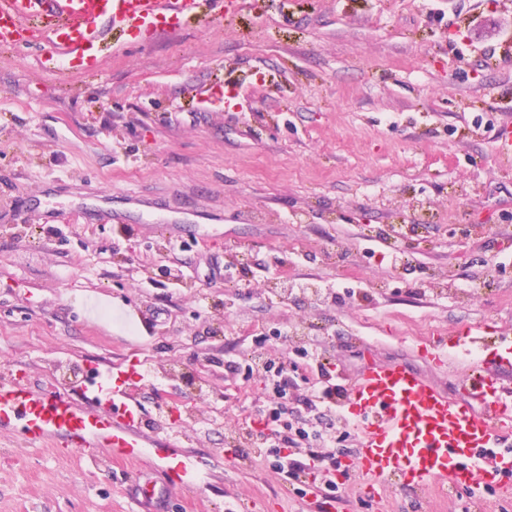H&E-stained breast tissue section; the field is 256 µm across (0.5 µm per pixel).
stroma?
<instances>
[{
  "mask_svg": "<svg viewBox=\"0 0 512 512\" xmlns=\"http://www.w3.org/2000/svg\"><path fill=\"white\" fill-rule=\"evenodd\" d=\"M41 37L0 47V368L77 399L73 367L140 361L143 411L190 417L171 445L199 466L164 512H299L271 458L228 457L243 430L263 441L260 410L322 424L340 461L355 457L354 427L306 405L318 375L291 373L279 396L242 356L315 352L340 385L371 355L457 399L455 369L418 338L512 331V165L494 141L512 123V0H241L60 69ZM219 88L231 102L201 110ZM100 207L129 231L96 223ZM162 221L208 236L174 251ZM200 362L203 385L185 386ZM98 455L0 432V512H133V483H165L158 448ZM341 487L336 512H416L412 493Z\"/></svg>",
  "mask_w": 512,
  "mask_h": 512,
  "instance_id": "obj_1",
  "label": "stroma"
}]
</instances>
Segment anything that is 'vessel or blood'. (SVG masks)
Here are the masks:
<instances>
[{
	"mask_svg": "<svg viewBox=\"0 0 512 512\" xmlns=\"http://www.w3.org/2000/svg\"><path fill=\"white\" fill-rule=\"evenodd\" d=\"M238 7V0H0V45L25 46L34 21L50 16L56 23L43 35L51 57L95 59L112 32L157 38L205 11L228 14ZM428 348L440 365L459 355L472 357L458 377L468 402L449 398L407 365L366 364L348 378L337 399L358 433L350 476L369 487L416 493L448 487L470 496L480 487H501L512 474V386L500 379L512 371V336L491 337L484 327L466 324L431 339ZM487 349L494 353L489 365L480 358ZM91 373L92 395L82 403L37 390L18 376L0 379V431L20 429L32 446L92 445L111 460H138L140 435L154 427L135 396L144 378L140 362L126 360ZM165 475L168 484L190 486L195 464L187 456H168Z\"/></svg>",
	"mask_w": 512,
	"mask_h": 512,
	"instance_id": "obj_1",
	"label": "vessel or blood"
}]
</instances>
